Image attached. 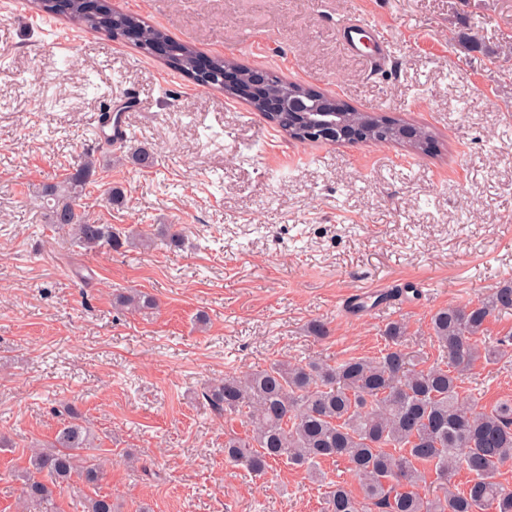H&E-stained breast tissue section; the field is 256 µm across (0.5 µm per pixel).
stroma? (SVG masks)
I'll list each match as a JSON object with an SVG mask.
<instances>
[{
    "label": "stroma",
    "mask_w": 512,
    "mask_h": 512,
    "mask_svg": "<svg viewBox=\"0 0 512 512\" xmlns=\"http://www.w3.org/2000/svg\"><path fill=\"white\" fill-rule=\"evenodd\" d=\"M109 2L202 54L429 127L436 146L292 141L132 42L0 0V512H43L20 500L19 475L64 403L90 419L103 464L82 492L111 495L115 512H320L304 469L255 477L225 461L242 425L203 388L281 360L377 356L397 320L437 358L431 315L512 281V0ZM347 19L390 40L386 63L343 49ZM107 111L125 147L103 149ZM137 147L150 167H101L82 204L153 238L176 225L182 246L87 252L46 223L41 184L86 152ZM121 288L155 307H113ZM470 381L484 405L512 398V356Z\"/></svg>",
    "instance_id": "obj_1"
}]
</instances>
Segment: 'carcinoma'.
I'll return each instance as SVG.
<instances>
[{
  "mask_svg": "<svg viewBox=\"0 0 512 512\" xmlns=\"http://www.w3.org/2000/svg\"><path fill=\"white\" fill-rule=\"evenodd\" d=\"M33 0L42 12L64 15L113 41L131 29L134 45L147 49L158 39L171 43L167 65L199 87L214 84L197 77L198 51L172 40L161 28L139 15L112 9L108 0L92 7L90 0ZM376 125L372 139L397 144L395 124L367 112L351 116V125ZM274 125L298 142L306 141L301 112L282 110ZM434 133L420 128L407 150L428 151ZM98 158L87 153L83 162L62 179L42 185L40 198L48 223L92 252L118 249L123 238L136 239L110 224H91L80 201L95 183ZM113 303L131 310L147 309L153 300L137 292L118 291ZM512 312V284L504 285L475 304L450 306L432 315L430 329L440 360L407 352L406 327L390 324L385 346L376 357H349L331 365L324 361H278L243 375H227L204 388L202 396L221 416L245 424L244 434L229 433L224 457L255 476L271 463L285 461L324 478L321 464L346 461L360 487L355 496L334 484L323 498L322 512H512V490L497 475L512 466V399L487 408L476 397L462 394L468 374L479 360L494 364L512 353V334L490 344L482 340L484 324L495 313ZM95 435L82 414L64 408V418L43 451L28 459L22 495L47 501L73 478L95 487L101 465L90 458ZM468 474L466 488L452 484ZM433 480H427V473ZM429 483L425 492L419 483ZM84 512H112V499L86 498Z\"/></svg>",
  "mask_w": 512,
  "mask_h": 512,
  "instance_id": "obj_1",
  "label": "carcinoma"
}]
</instances>
